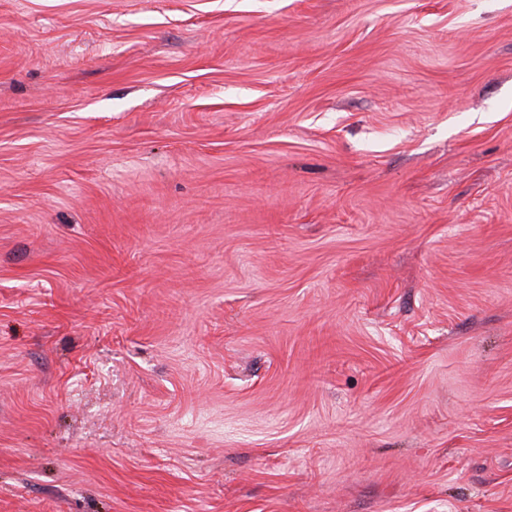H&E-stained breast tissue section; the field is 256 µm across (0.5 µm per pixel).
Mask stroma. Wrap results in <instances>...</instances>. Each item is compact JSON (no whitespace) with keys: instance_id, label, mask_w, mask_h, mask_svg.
Returning a JSON list of instances; mask_svg holds the SVG:
<instances>
[{"instance_id":"1","label":"stroma","mask_w":512,"mask_h":512,"mask_svg":"<svg viewBox=\"0 0 512 512\" xmlns=\"http://www.w3.org/2000/svg\"><path fill=\"white\" fill-rule=\"evenodd\" d=\"M0 512H512V0H0Z\"/></svg>"}]
</instances>
